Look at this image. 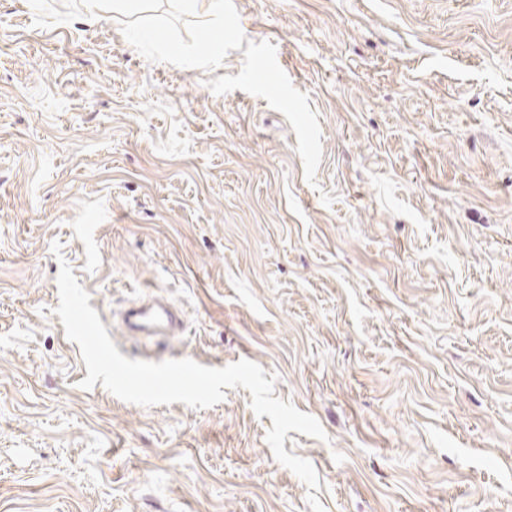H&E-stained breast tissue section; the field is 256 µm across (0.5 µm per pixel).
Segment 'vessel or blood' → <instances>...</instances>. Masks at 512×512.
Wrapping results in <instances>:
<instances>
[{"label":"vessel or blood","mask_w":512,"mask_h":512,"mask_svg":"<svg viewBox=\"0 0 512 512\" xmlns=\"http://www.w3.org/2000/svg\"><path fill=\"white\" fill-rule=\"evenodd\" d=\"M119 319L124 334L142 339L176 336L183 329L180 310L158 296L130 301Z\"/></svg>","instance_id":"vessel-or-blood-1"}]
</instances>
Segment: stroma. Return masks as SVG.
Returning <instances> with one entry per match:
<instances>
[{
  "label": "stroma",
  "mask_w": 512,
  "mask_h": 512,
  "mask_svg": "<svg viewBox=\"0 0 512 512\" xmlns=\"http://www.w3.org/2000/svg\"><path fill=\"white\" fill-rule=\"evenodd\" d=\"M63 263L275 375L324 512H512V0H0V512H311L248 390L81 388Z\"/></svg>",
  "instance_id": "35a3bbf8"
}]
</instances>
